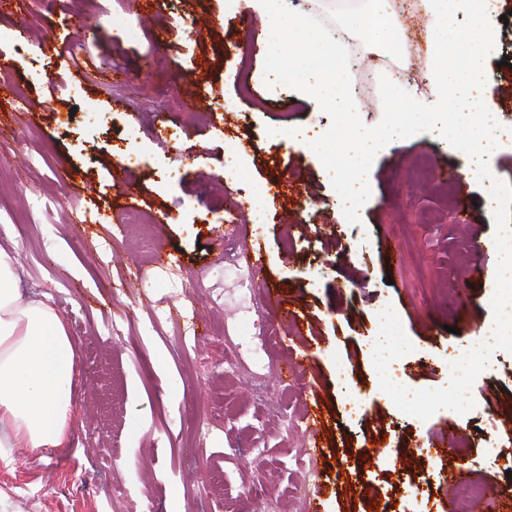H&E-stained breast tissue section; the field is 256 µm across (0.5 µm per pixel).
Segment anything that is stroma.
I'll return each mask as SVG.
<instances>
[{
	"label": "stroma",
	"mask_w": 512,
	"mask_h": 512,
	"mask_svg": "<svg viewBox=\"0 0 512 512\" xmlns=\"http://www.w3.org/2000/svg\"><path fill=\"white\" fill-rule=\"evenodd\" d=\"M80 10L91 26L77 53L43 50L48 18ZM149 11L138 39L125 23ZM500 0L491 17L504 38L484 62L483 93L497 108L499 147L489 164L512 184V36ZM215 16L220 26L201 28ZM256 9L232 0H22L0 12V85L41 107L24 126L0 125V246H15L20 287L48 297L78 353L70 444L9 449L0 458V512H456L444 484L448 461L430 439L455 425L468 450L471 481L486 512L512 494V353L498 350L473 384V408L428 420L401 412L381 391L373 364L379 315L393 307L414 350L391 363V379L412 390L448 384L456 350L494 324L495 203L487 187L457 191L436 179L468 157L438 131L396 139L376 155L372 194L355 222L339 217L331 176L309 148L330 125L319 104L289 87L267 95L263 27L246 29ZM417 7L412 48L377 55L360 39L351 71L361 121L382 118L380 76L429 71ZM248 75L263 106L241 98ZM193 100L200 114L184 113ZM105 112L109 123L89 121ZM296 132L286 141L285 132ZM247 140L245 153L229 148ZM137 200L112 186L125 158ZM94 195L72 191L78 180ZM245 209H238L239 200ZM137 209L140 224L86 223L99 210ZM265 248L252 295L222 255L244 235ZM152 237L179 267L171 282L139 248ZM397 254H390L388 245ZM302 314L303 333L277 334L276 355L258 353L252 322L273 324L263 282ZM223 294L224 334L211 321L181 338L179 319ZM451 333L430 334V327ZM304 362L286 376V364ZM320 414L321 437L306 441ZM312 487L303 496L294 488Z\"/></svg>",
	"instance_id": "1"
}]
</instances>
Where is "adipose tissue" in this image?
<instances>
[{
	"mask_svg": "<svg viewBox=\"0 0 512 512\" xmlns=\"http://www.w3.org/2000/svg\"><path fill=\"white\" fill-rule=\"evenodd\" d=\"M0 246V456L67 447L79 383L76 345L50 304L24 297Z\"/></svg>",
	"mask_w": 512,
	"mask_h": 512,
	"instance_id": "ef3b65f1",
	"label": "adipose tissue"
}]
</instances>
